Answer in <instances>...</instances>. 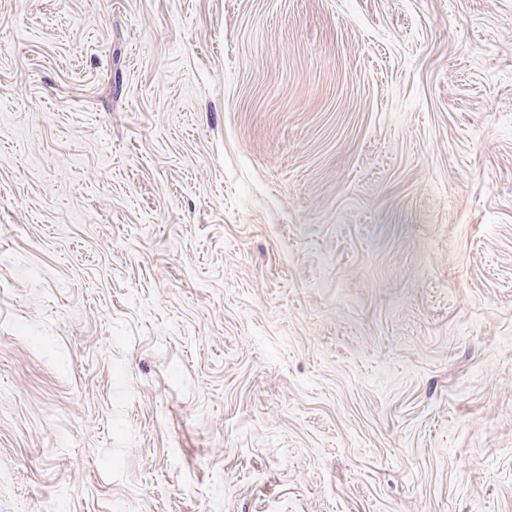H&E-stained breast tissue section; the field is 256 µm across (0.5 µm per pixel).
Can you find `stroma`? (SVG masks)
Instances as JSON below:
<instances>
[{"label": "stroma", "mask_w": 512, "mask_h": 512, "mask_svg": "<svg viewBox=\"0 0 512 512\" xmlns=\"http://www.w3.org/2000/svg\"><path fill=\"white\" fill-rule=\"evenodd\" d=\"M0 512H512V0H0Z\"/></svg>", "instance_id": "stroma-1"}]
</instances>
